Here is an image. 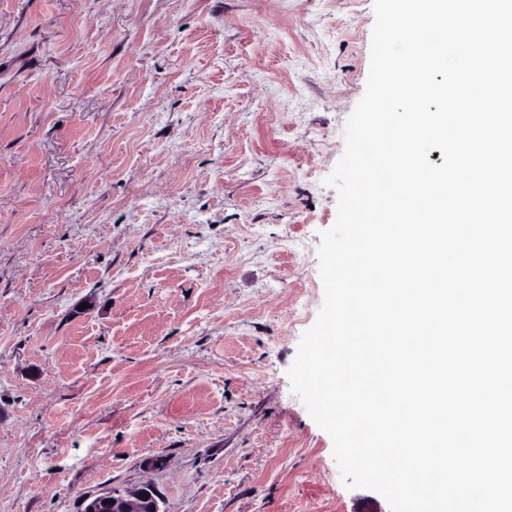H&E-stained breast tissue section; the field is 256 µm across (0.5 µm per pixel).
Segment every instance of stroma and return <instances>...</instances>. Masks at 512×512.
<instances>
[{"instance_id": "stroma-1", "label": "stroma", "mask_w": 512, "mask_h": 512, "mask_svg": "<svg viewBox=\"0 0 512 512\" xmlns=\"http://www.w3.org/2000/svg\"><path fill=\"white\" fill-rule=\"evenodd\" d=\"M374 0H0V512H390L288 377ZM105 497L108 501H113L110 504L112 507L111 512H146L145 503L154 501L150 512H162L159 508L156 493L150 485H142L132 491L125 493H117L115 491L105 492Z\"/></svg>"}]
</instances>
